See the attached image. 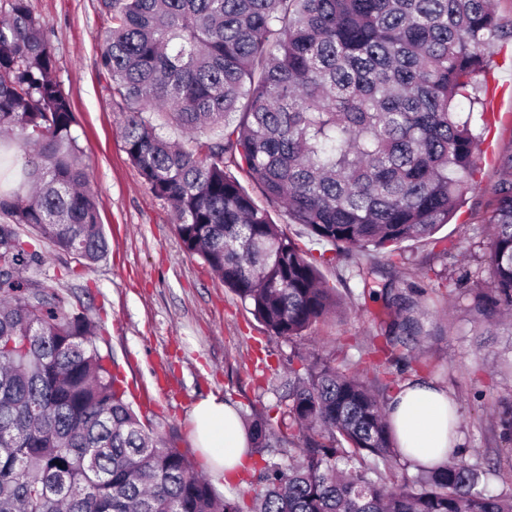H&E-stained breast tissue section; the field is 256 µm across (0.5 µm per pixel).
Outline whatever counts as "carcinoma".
I'll return each mask as SVG.
<instances>
[{"label":"carcinoma","instance_id":"1","mask_svg":"<svg viewBox=\"0 0 512 512\" xmlns=\"http://www.w3.org/2000/svg\"><path fill=\"white\" fill-rule=\"evenodd\" d=\"M111 26L101 71L131 104L121 136L149 190L173 209L184 250L220 278L269 335L302 339L343 299L314 256L274 224L232 170L340 253L383 250L448 223L475 186L477 138L456 97L480 102L500 34L492 0H100ZM53 45L28 0L0 17V147L18 184L0 189V512H512L490 494L497 467L461 451L416 467L386 408L416 361L424 291L369 266L379 305L362 371L297 351L270 409L245 415L260 457L253 495L220 496L187 450L134 411L101 323L68 290L23 276L42 244L81 269L108 249ZM174 122L172 143L152 118ZM485 219L489 287L480 335L511 329L512 149L499 157Z\"/></svg>","mask_w":512,"mask_h":512}]
</instances>
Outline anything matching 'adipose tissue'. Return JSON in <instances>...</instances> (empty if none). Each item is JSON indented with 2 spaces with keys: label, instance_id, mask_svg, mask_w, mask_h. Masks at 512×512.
Returning <instances> with one entry per match:
<instances>
[{
  "label": "adipose tissue",
  "instance_id": "1",
  "mask_svg": "<svg viewBox=\"0 0 512 512\" xmlns=\"http://www.w3.org/2000/svg\"><path fill=\"white\" fill-rule=\"evenodd\" d=\"M404 453L421 464L441 462L448 448L458 445L449 428L458 420L447 393L436 386L415 382L398 394L388 407ZM197 441L210 455L211 465L225 479L235 477L246 461V432L235 411L209 397L193 410Z\"/></svg>",
  "mask_w": 512,
  "mask_h": 512
}]
</instances>
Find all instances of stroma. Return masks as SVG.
Masks as SVG:
<instances>
[{
  "label": "stroma",
  "mask_w": 512,
  "mask_h": 512,
  "mask_svg": "<svg viewBox=\"0 0 512 512\" xmlns=\"http://www.w3.org/2000/svg\"><path fill=\"white\" fill-rule=\"evenodd\" d=\"M28 3L53 43L55 77L73 105L72 132L89 168L108 239L107 253L69 286L91 314L102 318L99 346L111 352L133 404L155 414L156 431L164 440L204 460L191 421L196 403L213 395L244 411L274 405L275 396L258 389L254 377L260 373L271 380L283 374L293 346L268 337L222 281L184 251L170 206L150 192L130 162L119 129L127 103L99 68L109 21L98 0ZM494 9L505 34L495 43L486 76L494 93L486 110L474 115L483 136L476 155L477 185L434 237L401 243L406 265L395 273L401 289L420 284L429 268L462 284L463 296L453 301L443 289L424 296V334L417 350L425 366L417 374L452 398L466 457L481 464L496 461L495 450L502 445L498 413L512 403V339L494 336L476 347L470 295L484 285L483 219L490 188L499 178V156L512 147V0H495ZM374 265L387 270L385 253L355 252L323 267L347 312L312 330L304 350L342 348L352 368L364 367L361 352L378 307L361 297L354 271Z\"/></svg>",
  "instance_id": "35a3bbf8"
}]
</instances>
